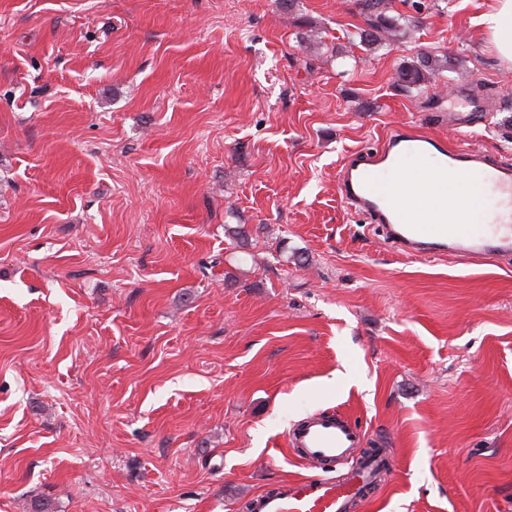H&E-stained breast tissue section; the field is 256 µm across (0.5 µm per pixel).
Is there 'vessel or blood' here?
Instances as JSON below:
<instances>
[{
  "label": "vessel or blood",
  "mask_w": 512,
  "mask_h": 512,
  "mask_svg": "<svg viewBox=\"0 0 512 512\" xmlns=\"http://www.w3.org/2000/svg\"><path fill=\"white\" fill-rule=\"evenodd\" d=\"M482 177L512 213V164L483 152L449 149L442 138L402 126L372 149L350 153L339 168L342 199L369 223L381 225L393 246L409 256L477 260L512 257V225L484 228L464 222L474 205L465 179ZM455 210V223L441 212ZM308 477L286 479L249 501V512H351L367 485L384 471L381 457L362 451V430L330 411L316 412L289 433Z\"/></svg>",
  "instance_id": "vessel-or-blood-1"
}]
</instances>
